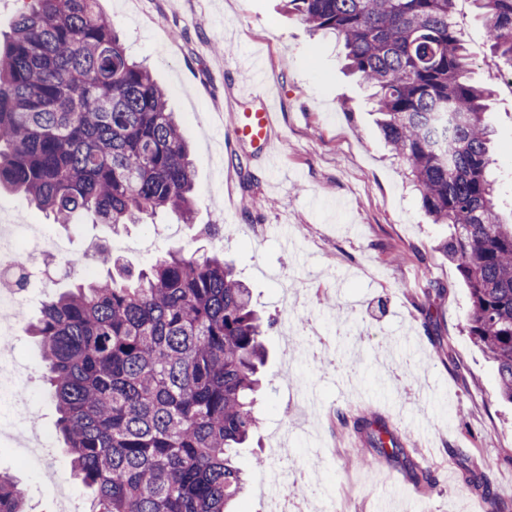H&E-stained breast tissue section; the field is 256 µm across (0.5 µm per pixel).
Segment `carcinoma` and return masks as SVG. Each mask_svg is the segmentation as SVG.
Returning <instances> with one entry per match:
<instances>
[{
	"mask_svg": "<svg viewBox=\"0 0 512 512\" xmlns=\"http://www.w3.org/2000/svg\"><path fill=\"white\" fill-rule=\"evenodd\" d=\"M96 2L22 0L0 51V187L62 225L83 215L115 230L160 212L191 224L194 166L167 93L127 57ZM470 2L489 52L512 69V0ZM454 5L288 0L312 31L343 42L422 208L448 225L443 249L471 298L467 334L512 404V224L488 173L489 90L470 80ZM95 259L106 273L43 301L26 326L91 512H230L271 322L215 254L169 250L135 277L105 245ZM355 428L375 454H405L385 422ZM0 512H28L2 472Z\"/></svg>",
	"mask_w": 512,
	"mask_h": 512,
	"instance_id": "obj_1",
	"label": "carcinoma"
}]
</instances>
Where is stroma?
<instances>
[{
	"label": "stroma",
	"instance_id": "stroma-1",
	"mask_svg": "<svg viewBox=\"0 0 512 512\" xmlns=\"http://www.w3.org/2000/svg\"><path fill=\"white\" fill-rule=\"evenodd\" d=\"M128 54L166 89L190 143L194 222L172 213L154 227L119 234L99 224L51 226L45 212L0 188V225L51 228L83 256L89 244L121 239L129 266L150 265L171 247L219 252L250 288L256 310L276 318L265 337L269 359L256 403L259 428L239 463L248 473L237 512H268L266 457L288 475L291 504L315 512H512V405L498 375L465 332L471 301L441 247L448 234L420 207L401 166L374 125L368 91L343 70L335 37L311 34L282 0H97ZM472 53L471 77L493 92L486 120L499 213L512 222V93L494 75L486 28L473 6L456 16ZM259 49L276 91L278 152L262 166L229 133L247 86L234 57ZM218 225L214 237L201 236ZM296 251H285L282 238ZM30 367L27 414L54 430L35 338L18 331L0 348ZM443 357H436L437 348ZM319 406L301 415L302 393ZM373 411L402 441L408 462L369 466L356 454L355 421ZM436 471L414 484L407 463ZM68 475L58 441L26 461L0 437V471L14 474L32 512H56L40 471ZM488 472L499 498L485 499L472 477Z\"/></svg>",
	"mask_w": 512,
	"mask_h": 512
}]
</instances>
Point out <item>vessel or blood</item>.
Returning <instances> with one entry per match:
<instances>
[{"mask_svg": "<svg viewBox=\"0 0 512 512\" xmlns=\"http://www.w3.org/2000/svg\"><path fill=\"white\" fill-rule=\"evenodd\" d=\"M247 69L250 73V89L246 94V107L236 113L231 135L238 143L253 146L259 159H267L273 150L272 103L263 90L264 70L258 56H250Z\"/></svg>", "mask_w": 512, "mask_h": 512, "instance_id": "1", "label": "vessel or blood"}]
</instances>
